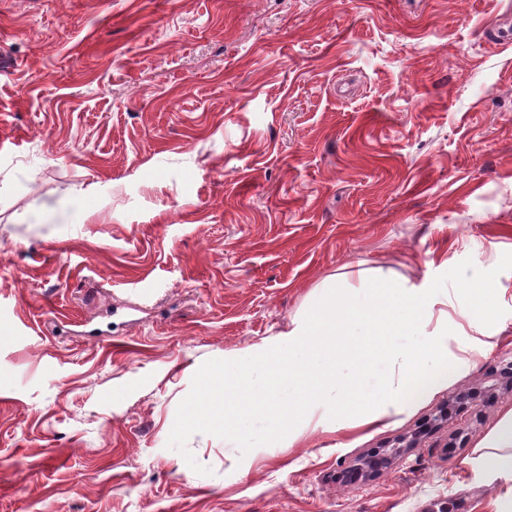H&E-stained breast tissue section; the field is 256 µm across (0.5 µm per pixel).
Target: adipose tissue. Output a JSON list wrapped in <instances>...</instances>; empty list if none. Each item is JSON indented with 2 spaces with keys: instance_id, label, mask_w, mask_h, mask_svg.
I'll use <instances>...</instances> for the list:
<instances>
[{
  "instance_id": "adipose-tissue-1",
  "label": "adipose tissue",
  "mask_w": 512,
  "mask_h": 512,
  "mask_svg": "<svg viewBox=\"0 0 512 512\" xmlns=\"http://www.w3.org/2000/svg\"><path fill=\"white\" fill-rule=\"evenodd\" d=\"M459 286L475 298L473 305L459 308L456 318L435 314L444 283L407 286L382 270H359L336 282L324 280L308 310L295 316L287 332L239 352L224 355L223 367L206 370L210 380H223L222 409H208L198 421L206 431L216 417L224 419V441L237 443L255 408H264L278 422L283 437L297 441L314 413L326 410L338 429L359 426L377 428L400 412L407 377L417 372L422 390H430L445 370L459 374L470 365L465 358H449L447 341L464 330L481 333L487 317L496 311L491 287L464 277ZM433 331H425L426 322ZM417 337L414 346L397 347L392 337ZM351 362L359 373L376 363L391 367L378 392L358 401L352 380L338 367ZM282 386L298 385L301 397L278 396L272 381Z\"/></svg>"
}]
</instances>
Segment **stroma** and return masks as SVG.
<instances>
[{
  "mask_svg": "<svg viewBox=\"0 0 512 512\" xmlns=\"http://www.w3.org/2000/svg\"><path fill=\"white\" fill-rule=\"evenodd\" d=\"M356 266L490 282L492 348L375 430L194 432ZM511 360L512 0H0V512H506ZM483 447L512 449V411L508 412L499 425L489 434Z\"/></svg>",
  "mask_w": 512,
  "mask_h": 512,
  "instance_id": "1",
  "label": "stroma"
}]
</instances>
